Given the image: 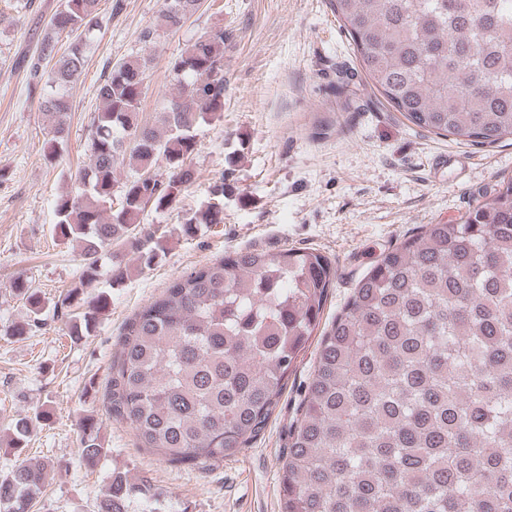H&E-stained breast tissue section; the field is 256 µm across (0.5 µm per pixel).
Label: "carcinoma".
Wrapping results in <instances>:
<instances>
[{
  "instance_id": "carcinoma-1",
  "label": "carcinoma",
  "mask_w": 512,
  "mask_h": 512,
  "mask_svg": "<svg viewBox=\"0 0 512 512\" xmlns=\"http://www.w3.org/2000/svg\"><path fill=\"white\" fill-rule=\"evenodd\" d=\"M181 0H165L146 43L181 28ZM368 85L409 122L441 136L493 145L512 138V0H332ZM100 0H64L50 20L31 78L44 82L49 154L64 141L68 90L102 27ZM72 38L66 49L59 37ZM224 28L169 62L175 92L157 123L142 121L147 60H119L97 88L92 163L60 198L53 232L76 248L78 281L54 303L68 335L95 327L110 306L95 291L100 260L112 285L152 266L167 232L142 215L173 208L192 183L197 130L224 111ZM52 64L43 71V63ZM165 163L166 177L145 175ZM128 169L124 178L116 173ZM181 225L224 223V178ZM118 207H113V204ZM336 279L313 249L244 248L176 278L129 322L113 365L111 411L141 447L172 463L206 464L254 438L278 403L297 353L320 323ZM28 321L46 299L18 279ZM288 433L282 512H512V176L458 224H428L383 254L321 337L316 366ZM38 412L12 426L19 451ZM107 454L101 422L83 418L88 468ZM49 461L24 458L0 476V512H32ZM140 490L111 474L98 512H128Z\"/></svg>"
}]
</instances>
